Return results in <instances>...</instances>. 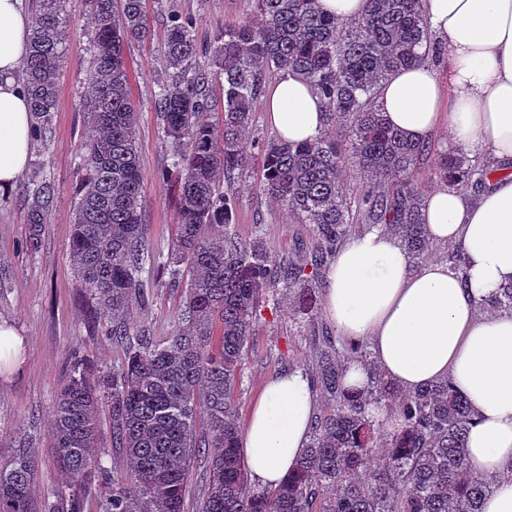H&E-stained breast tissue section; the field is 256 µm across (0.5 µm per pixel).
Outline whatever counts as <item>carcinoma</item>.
<instances>
[{"label": "carcinoma", "instance_id": "cac0c4a2", "mask_svg": "<svg viewBox=\"0 0 512 512\" xmlns=\"http://www.w3.org/2000/svg\"><path fill=\"white\" fill-rule=\"evenodd\" d=\"M89 0L92 61L83 87L92 137L75 202L70 261L78 278L112 315V335L127 342L123 365L91 377L81 362L57 397L49 434L58 468L91 483L107 481L101 467V412L108 410L112 447L121 450L126 483L103 500L100 512H184L193 463L208 456L210 481L200 512H482L498 478L468 468L471 423L467 399L446 380L405 392L383 379L352 394L348 364L362 346L335 347L322 337L309 375L329 411L312 420L310 442L276 489L255 491L241 456L243 437L235 388L266 290L288 281L302 315L317 305L316 290L338 247L361 222L394 235L417 260L431 257L414 178L431 145L412 143L391 128L374 104L378 85L424 59L428 29L421 0H366L361 19L340 21L317 0H254L258 22L246 20L199 45L189 15L166 16L165 76L155 108L163 122L170 164L166 180L180 200L178 234L166 260L154 256L139 206L142 180L130 96L128 41L146 33L142 0ZM36 19L21 80L29 96L35 140L52 133L57 73L64 40L63 0H32ZM292 72L324 100L336 132L312 142L276 139L261 145L258 191L312 226L308 253L286 264L257 238L226 231L236 209L235 179L248 169L254 103L266 80ZM223 92L224 123L209 122L210 88ZM350 142L367 188L347 196L345 142ZM491 163L443 153L436 173L443 184L486 185ZM55 203L54 184L35 180L28 192L25 248L41 247ZM153 262L180 275L190 326L154 344L134 337L124 314L145 301L141 274ZM512 312V284L480 308ZM220 328L218 344L212 343ZM396 422L375 426L372 405ZM205 418V431L197 430ZM39 457L17 448L0 459V512H43L33 494Z\"/></svg>", "mask_w": 512, "mask_h": 512}]
</instances>
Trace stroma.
Here are the masks:
<instances>
[{
  "instance_id": "1",
  "label": "stroma",
  "mask_w": 512,
  "mask_h": 512,
  "mask_svg": "<svg viewBox=\"0 0 512 512\" xmlns=\"http://www.w3.org/2000/svg\"><path fill=\"white\" fill-rule=\"evenodd\" d=\"M70 22L62 47L58 73V106L49 140L36 142L26 172L14 189L0 196V321L9 322L26 339L23 360L12 369L0 368V456L25 443L36 448L41 465L34 487L39 501L64 512L69 500L83 504V512H99L108 488L85 484L56 467L48 432L55 401L67 385L73 364L88 360L108 372L122 365L126 346L112 337V318L75 274L70 262V241L76 194L83 174L80 146L89 129L81 98L91 61L88 0H64ZM148 29L126 47L130 95L139 113L138 150L142 168L140 207L155 250L168 252L180 222L176 191L162 177L168 147L162 121L154 106L163 63L160 57L165 24L162 12L193 17L194 34L208 43L225 28L257 20L251 0H144ZM261 156L235 182L237 207L230 233L242 238L261 237L268 251L282 259H297L309 247L312 233L294 223L287 211L258 192ZM50 179L56 202L45 228L39 252L23 246L27 232V187L36 176ZM149 301L132 305L129 321L138 334L162 343L178 321L185 318L184 291L172 287L168 275L154 267L142 274ZM248 356L237 383L240 421H247L252 404L274 376L305 369L317 355L315 330L328 336L336 330L326 315L308 322L296 315L288 291L269 289L254 324Z\"/></svg>"
}]
</instances>
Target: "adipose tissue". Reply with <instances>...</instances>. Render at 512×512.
Returning a JSON list of instances; mask_svg holds the SVG:
<instances>
[{
	"mask_svg": "<svg viewBox=\"0 0 512 512\" xmlns=\"http://www.w3.org/2000/svg\"><path fill=\"white\" fill-rule=\"evenodd\" d=\"M424 14L448 50V75L424 61L393 73L377 92L384 119L415 143L444 130L458 147L486 146L503 172L478 193L443 186L424 202L430 241L461 244L464 272L439 261L412 269L399 242L375 228L337 252L324 312L338 336L370 346V362L350 365L349 391L366 389L379 373L407 392L446 379L467 398L468 466L498 479L482 512H512V315L482 320L476 313L512 284V0H424ZM32 25L22 0H0V195L16 185L34 145L29 99L18 80ZM265 108L285 142L313 140L326 127L319 95L290 72L272 84ZM315 406L304 370L266 383L241 442L245 467L259 484L278 487L297 466Z\"/></svg>",
	"mask_w": 512,
	"mask_h": 512,
	"instance_id": "ef3b65f1",
	"label": "adipose tissue"
}]
</instances>
